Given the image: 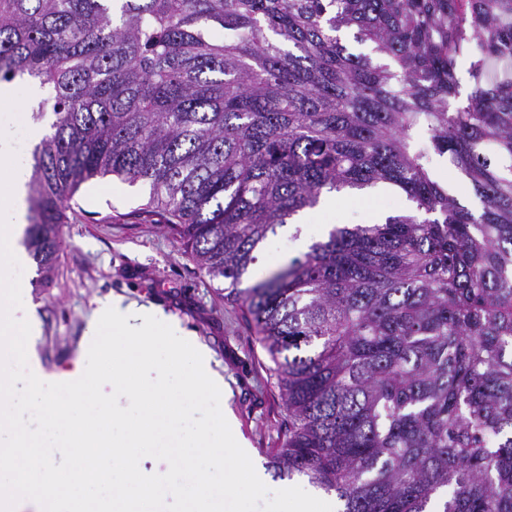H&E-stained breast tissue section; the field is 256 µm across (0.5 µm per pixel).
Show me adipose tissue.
<instances>
[{
  "mask_svg": "<svg viewBox=\"0 0 512 512\" xmlns=\"http://www.w3.org/2000/svg\"><path fill=\"white\" fill-rule=\"evenodd\" d=\"M31 177L29 163L17 157L13 134L0 126V336H10L23 360L29 363L32 378H42L37 362L31 359L33 338L38 330L35 315L17 318L13 302L20 293L18 275L28 257L21 239L28 224L27 184ZM111 326L113 335L130 337L137 352H145L157 332H165L177 344H191L189 332L156 305L136 304L115 296L98 302L94 318L85 333V349L98 346L102 326Z\"/></svg>",
  "mask_w": 512,
  "mask_h": 512,
  "instance_id": "obj_1",
  "label": "adipose tissue"
}]
</instances>
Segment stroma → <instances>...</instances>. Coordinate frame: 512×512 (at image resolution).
Listing matches in <instances>:
<instances>
[{
	"instance_id": "obj_1",
	"label": "stroma",
	"mask_w": 512,
	"mask_h": 512,
	"mask_svg": "<svg viewBox=\"0 0 512 512\" xmlns=\"http://www.w3.org/2000/svg\"><path fill=\"white\" fill-rule=\"evenodd\" d=\"M89 189L82 184L69 202L51 282H44L33 261L20 274L24 291L13 306L20 315L32 310L41 322L34 352L43 370L52 374L86 360L83 339L97 301L121 295L161 306L209 350L213 369L229 388L235 431L248 442L252 463L263 470L267 486L312 491L307 477L278 478L267 466L266 451L280 447L288 416L276 366L254 324L238 304L225 299L222 282L211 279L148 212L146 185H127L114 195L93 196ZM407 208L405 197L372 190L363 202L342 198L335 209L316 211L304 232L314 243L323 239L326 225L365 224L370 214L385 217ZM296 239L282 232L269 237L244 286L301 256Z\"/></svg>"
}]
</instances>
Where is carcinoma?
I'll use <instances>...</instances> for the list:
<instances>
[{
	"label": "carcinoma",
	"mask_w": 512,
	"mask_h": 512,
	"mask_svg": "<svg viewBox=\"0 0 512 512\" xmlns=\"http://www.w3.org/2000/svg\"><path fill=\"white\" fill-rule=\"evenodd\" d=\"M18 74L53 89L24 240L44 276L82 183L148 184L277 366L278 477L340 512H512V0H0ZM378 183L412 210L240 287L277 228ZM432 168L434 172H439L444 181H448L449 184L453 186L461 187V191L458 196L461 197V202L470 208H476L478 204H470V200L472 196L468 190L463 188L466 184L465 180L458 176V172L454 168H448V161L445 157H440L438 155L433 156L432 160Z\"/></svg>",
	"instance_id": "1"
}]
</instances>
